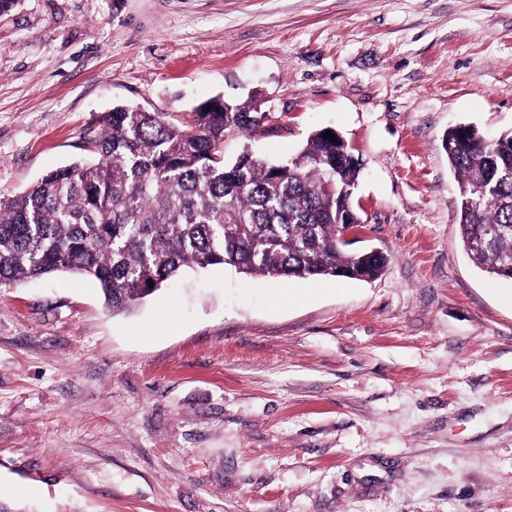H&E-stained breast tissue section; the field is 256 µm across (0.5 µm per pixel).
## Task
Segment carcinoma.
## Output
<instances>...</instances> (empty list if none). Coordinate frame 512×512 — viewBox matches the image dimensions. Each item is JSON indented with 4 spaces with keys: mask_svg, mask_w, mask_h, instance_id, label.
Here are the masks:
<instances>
[{
    "mask_svg": "<svg viewBox=\"0 0 512 512\" xmlns=\"http://www.w3.org/2000/svg\"><path fill=\"white\" fill-rule=\"evenodd\" d=\"M256 104L213 99L178 121L118 105L90 139L92 162L51 171L0 200V285L56 272L98 282L112 312H125L186 268L227 266L288 279L377 277L381 253L341 241L361 227L354 207L360 168L311 133L285 162L247 150L224 160V139L265 130ZM459 178V227L471 259L512 279V131L483 139L446 133ZM337 183V190L326 188Z\"/></svg>",
    "mask_w": 512,
    "mask_h": 512,
    "instance_id": "obj_1",
    "label": "carcinoma"
}]
</instances>
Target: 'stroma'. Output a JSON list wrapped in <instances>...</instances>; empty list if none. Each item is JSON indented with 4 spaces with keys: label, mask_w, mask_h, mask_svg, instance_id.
<instances>
[{
    "label": "stroma",
    "mask_w": 512,
    "mask_h": 512,
    "mask_svg": "<svg viewBox=\"0 0 512 512\" xmlns=\"http://www.w3.org/2000/svg\"><path fill=\"white\" fill-rule=\"evenodd\" d=\"M258 100L269 161L352 145L372 281L185 270L131 313L57 273L0 286L15 512H512V281L459 233L449 127L512 131V0H16L0 195L88 158L117 104ZM294 299L285 297V290Z\"/></svg>",
    "instance_id": "35a3bbf8"
}]
</instances>
